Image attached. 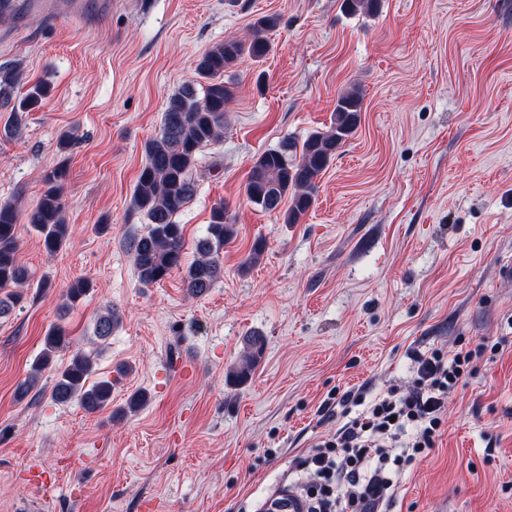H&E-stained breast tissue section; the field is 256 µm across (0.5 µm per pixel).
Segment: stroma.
Wrapping results in <instances>:
<instances>
[{"instance_id":"35a3bbf8","label":"stroma","mask_w":512,"mask_h":512,"mask_svg":"<svg viewBox=\"0 0 512 512\" xmlns=\"http://www.w3.org/2000/svg\"><path fill=\"white\" fill-rule=\"evenodd\" d=\"M264 15L278 18L269 53L235 66L224 131L176 218L191 260L226 207L237 234L224 276L198 297L178 271L143 285L130 242L146 224L131 206L144 143L197 59L250 40ZM0 66L51 86L20 133L0 137V203L18 209L33 281L0 318V512H259L305 484L299 460L342 426L331 395L371 401L410 381L413 352L480 346L391 510L512 512V0H379L371 16L342 0H112L84 28L24 10L0 23ZM352 88L360 124L306 216L287 224L248 202L254 158L326 130ZM61 163L69 238L50 255L27 215ZM258 239L265 252L242 272ZM80 279L89 292L67 304ZM110 310L119 325L103 342L95 321ZM55 325L111 380V405L52 401L67 351L18 394ZM252 334L264 352L238 383ZM137 390L148 404L117 417ZM33 463L48 490L28 482Z\"/></svg>"}]
</instances>
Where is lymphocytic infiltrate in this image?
I'll return each instance as SVG.
<instances>
[{"mask_svg": "<svg viewBox=\"0 0 512 512\" xmlns=\"http://www.w3.org/2000/svg\"><path fill=\"white\" fill-rule=\"evenodd\" d=\"M480 357L477 348L450 359L436 350L416 354V377L406 391L390 390L303 459L313 479L306 512H364L370 500L389 502L400 469L434 447L448 393Z\"/></svg>", "mask_w": 512, "mask_h": 512, "instance_id": "f902f5d3", "label": "lymphocytic infiltrate"}]
</instances>
